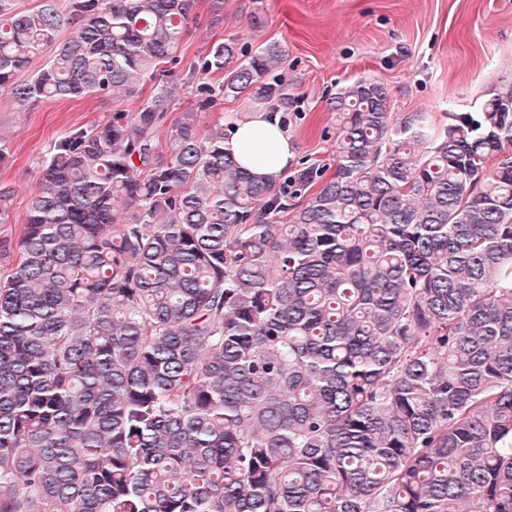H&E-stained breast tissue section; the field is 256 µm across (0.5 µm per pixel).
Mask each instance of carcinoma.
Returning <instances> with one entry per match:
<instances>
[{"mask_svg":"<svg viewBox=\"0 0 512 512\" xmlns=\"http://www.w3.org/2000/svg\"><path fill=\"white\" fill-rule=\"evenodd\" d=\"M193 2L0 0L18 107L115 105L0 236V512H512V83L439 127L357 80L332 176L257 178L192 112L160 143L183 84L121 109ZM281 57L213 44L198 109L287 102Z\"/></svg>","mask_w":512,"mask_h":512,"instance_id":"1","label":"carcinoma"}]
</instances>
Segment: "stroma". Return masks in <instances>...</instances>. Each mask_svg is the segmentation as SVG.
I'll return each instance as SVG.
<instances>
[{
	"mask_svg": "<svg viewBox=\"0 0 512 512\" xmlns=\"http://www.w3.org/2000/svg\"><path fill=\"white\" fill-rule=\"evenodd\" d=\"M260 10L262 23L250 15ZM196 24L184 33L169 70L184 83L167 122L197 111L194 68L214 42L231 39L243 54L280 46L281 77L297 156L333 173L336 124L332 99L347 84L367 79L388 91L397 115L419 112L436 123L448 113L474 112L498 86L512 82V0H224L214 14L212 0H195ZM113 106L101 94L74 100H45L18 111L0 93V139L12 161L0 167V183L14 190L13 216H21L38 188L41 162L69 130L91 129Z\"/></svg>",
	"mask_w": 512,
	"mask_h": 512,
	"instance_id": "35a3bbf8",
	"label": "stroma"
}]
</instances>
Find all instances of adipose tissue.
<instances>
[{
  "mask_svg": "<svg viewBox=\"0 0 512 512\" xmlns=\"http://www.w3.org/2000/svg\"><path fill=\"white\" fill-rule=\"evenodd\" d=\"M224 148L246 171L257 177L278 174L296 160V145L277 115L257 112L237 122Z\"/></svg>",
  "mask_w": 512,
  "mask_h": 512,
  "instance_id": "1",
  "label": "adipose tissue"
}]
</instances>
